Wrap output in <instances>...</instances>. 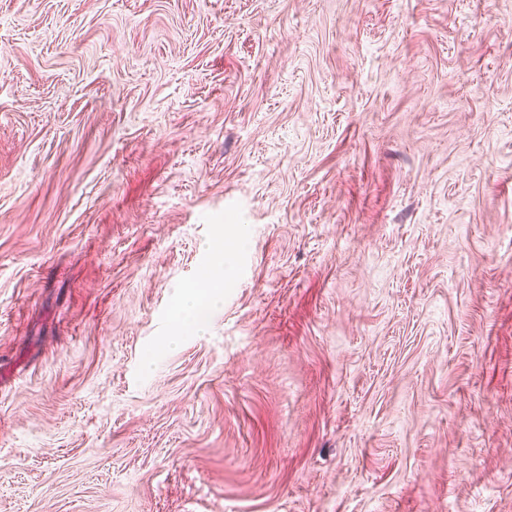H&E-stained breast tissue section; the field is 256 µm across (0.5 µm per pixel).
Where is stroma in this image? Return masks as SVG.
Returning a JSON list of instances; mask_svg holds the SVG:
<instances>
[{
	"label": "stroma",
	"mask_w": 512,
	"mask_h": 512,
	"mask_svg": "<svg viewBox=\"0 0 512 512\" xmlns=\"http://www.w3.org/2000/svg\"><path fill=\"white\" fill-rule=\"evenodd\" d=\"M0 512H512V0H0ZM180 323L173 336H170L169 343H175L180 333L186 326L195 334L204 333L207 319L204 320L202 306L195 294H187L180 302Z\"/></svg>",
	"instance_id": "stroma-1"
}]
</instances>
